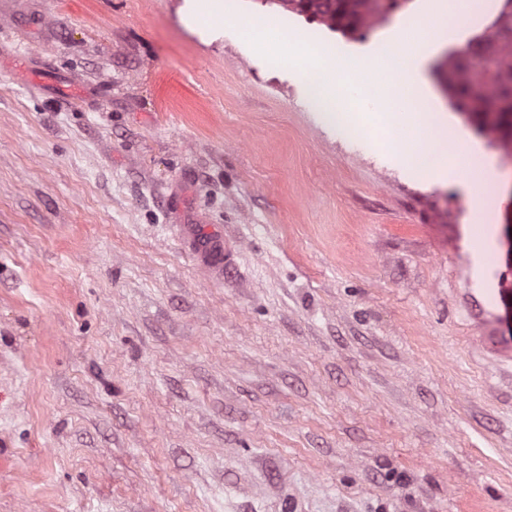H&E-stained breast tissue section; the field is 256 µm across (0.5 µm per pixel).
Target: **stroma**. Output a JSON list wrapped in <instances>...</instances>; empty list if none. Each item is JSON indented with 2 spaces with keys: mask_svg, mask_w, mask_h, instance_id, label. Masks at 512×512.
I'll return each instance as SVG.
<instances>
[{
  "mask_svg": "<svg viewBox=\"0 0 512 512\" xmlns=\"http://www.w3.org/2000/svg\"><path fill=\"white\" fill-rule=\"evenodd\" d=\"M185 7L0 0V512H512V159L457 113L473 257L455 182ZM205 242H198L201 246V252L204 258H206L214 269H220L222 267V238L213 234L212 232L204 233Z\"/></svg>",
  "mask_w": 512,
  "mask_h": 512,
  "instance_id": "obj_1",
  "label": "stroma"
}]
</instances>
